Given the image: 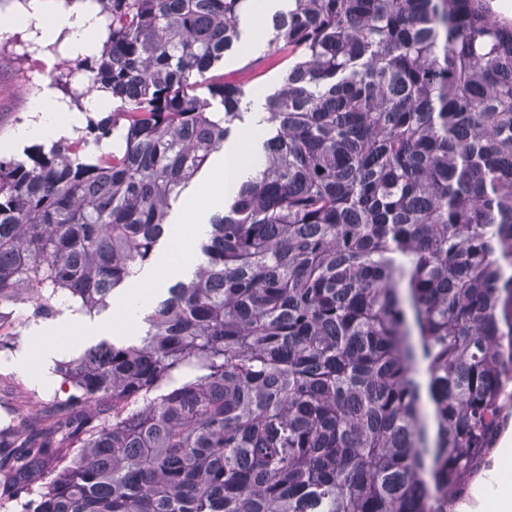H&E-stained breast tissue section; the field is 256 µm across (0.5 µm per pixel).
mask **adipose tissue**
Segmentation results:
<instances>
[{
	"label": "adipose tissue",
	"instance_id": "1",
	"mask_svg": "<svg viewBox=\"0 0 512 512\" xmlns=\"http://www.w3.org/2000/svg\"><path fill=\"white\" fill-rule=\"evenodd\" d=\"M38 34L41 43L63 41L74 56L83 57L96 49L95 35L100 27L95 13L88 8L72 13H53L49 8L32 6L26 18ZM30 120L19 126L13 143L20 146L30 142L51 144L67 136L84 122L81 111L68 109L58 102L52 91H45L30 106ZM261 132L258 123H251L240 138L226 145L215 164L211 179L190 197L181 220L170 227L171 246L154 265L151 274L141 277L134 287L116 302L117 332L131 330L139 321L144 306L149 302L157 280L168 279L182 273L188 266L190 240L200 237L207 229L209 216L224 205L239 182L259 165L252 145ZM497 465L487 479L475 485L472 497L474 512H512V435H504L496 451Z\"/></svg>",
	"mask_w": 512,
	"mask_h": 512
}]
</instances>
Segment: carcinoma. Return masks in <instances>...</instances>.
Instances as JSON below:
<instances>
[{
	"mask_svg": "<svg viewBox=\"0 0 512 512\" xmlns=\"http://www.w3.org/2000/svg\"><path fill=\"white\" fill-rule=\"evenodd\" d=\"M112 110L0 157V307H108L243 120L250 0H91ZM262 168L135 341L0 437V512H455L512 399V21L493 0H288ZM106 405L103 419L81 404ZM76 449L31 477L57 441Z\"/></svg>",
	"mask_w": 512,
	"mask_h": 512,
	"instance_id": "obj_1",
	"label": "carcinoma"
}]
</instances>
